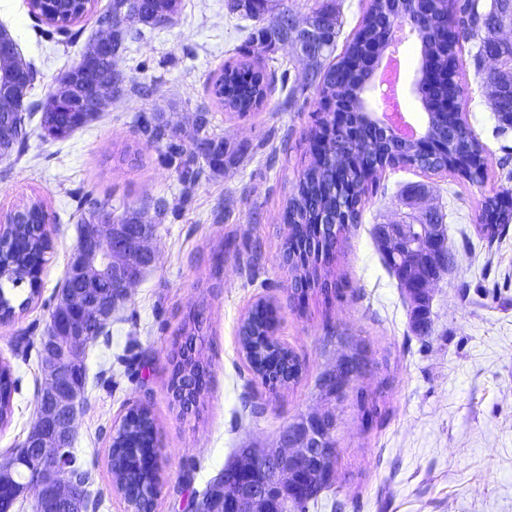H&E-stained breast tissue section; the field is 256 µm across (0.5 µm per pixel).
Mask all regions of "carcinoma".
Returning a JSON list of instances; mask_svg holds the SVG:
<instances>
[{
	"label": "carcinoma",
	"instance_id": "obj_1",
	"mask_svg": "<svg viewBox=\"0 0 512 512\" xmlns=\"http://www.w3.org/2000/svg\"><path fill=\"white\" fill-rule=\"evenodd\" d=\"M30 11L36 17L58 30H65L79 21L83 14L77 9L61 12L55 0H30ZM180 0H145L136 15L127 12L126 0H111L108 9L97 17V24L112 22V42L117 50L110 57L98 60L103 70H112V99L117 100L131 89L142 96L152 93L146 84H124L119 70L127 36H141L132 29L136 23L158 27L170 22L178 12ZM230 12L256 22L247 38L245 51L253 46L273 52L279 43L298 42L302 28L312 27L318 37L301 49L308 58L309 86L315 87L319 97V111L314 130V141L323 144L322 150L311 152V159L298 181L293 185L284 208L288 226L286 241L291 244L288 269L291 272L292 294L304 296L311 290L331 292L337 286L333 259L340 249L346 226L358 223L361 208L380 175L388 168L409 167L420 171L441 172L448 169V156H453V173L462 180H470L473 168L487 167L485 146L471 130L459 125L456 113L444 111L439 104L457 97L461 77L458 71L460 40H479L474 55L476 74L490 90L492 112L498 125L497 134L504 136L512 129V45H504L497 38L496 25L512 26V0H368L358 31L344 47L335 63L328 61L334 51L339 32L336 9L321 4L311 8L301 21L288 9H279L274 0H227ZM412 19L417 24L416 39L420 45L419 69L436 74L430 84L421 85L420 102L428 113V136L448 145V151L427 155L419 142L388 134L365 125L359 117L364 103V72L369 48L383 44L386 35ZM500 57V69L493 72L482 67L484 56ZM274 89V79L262 68L249 61L226 64L210 83V93L224 107L240 115L260 108ZM16 106L10 112H0V131L8 139V154L20 155L28 141L24 99L15 96ZM53 95L41 105V128L44 138L65 140L77 129L94 119L86 112H59L53 108ZM347 115L345 128H336V113ZM137 131L158 145L162 162L175 168L184 187L178 203L171 206L161 198L154 204L157 223L146 225L153 233L168 211H177L187 203V192L199 180L204 169L212 173L224 172V166L234 160L235 151L214 132L212 117L205 108L195 114L194 136L187 143L179 133L173 117L165 112L149 116L139 115L134 120ZM499 194L487 196L482 202V213L493 217V222L481 221L479 233L487 239L499 236L512 223V211L498 208ZM44 202L37 199L26 206L21 222L5 230L0 243V322H9L28 309L40 296L41 270L46 254L51 249L50 237L41 223ZM88 224H112L137 227L141 225L140 212L127 208L119 216L103 204H90L79 224L84 230ZM384 262L403 289L412 287L422 270L420 255H397L377 240ZM410 313V329L425 338L432 334L434 320L430 306L424 299L404 293ZM190 330L186 341L171 360V394L182 410L197 404L205 389L203 377L209 372L193 346L195 332L200 329L198 316L189 315ZM275 308L266 299L257 301L243 317L238 328V342L248 368L254 378L272 391L287 388L299 381L304 363L294 350L281 345L275 338ZM338 343L351 345V367L362 373L367 366L364 348L349 338L339 336ZM15 381L8 363L0 362V424L12 416V395ZM357 408L362 425L370 427L378 414L376 404L364 393L357 395ZM149 449L159 452L158 428L150 407L134 403L112 433L108 463L117 492L129 499L137 512H152L155 498L149 493L162 485L163 478L157 465L145 462ZM66 479L80 485L85 498L91 473L82 464L63 469ZM332 480L314 478L309 473L294 475L286 486V493L297 512H308L309 504L331 488Z\"/></svg>",
	"mask_w": 512,
	"mask_h": 512
}]
</instances>
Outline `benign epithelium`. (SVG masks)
<instances>
[{
    "mask_svg": "<svg viewBox=\"0 0 512 512\" xmlns=\"http://www.w3.org/2000/svg\"><path fill=\"white\" fill-rule=\"evenodd\" d=\"M104 32L79 62L83 83L80 99L73 101L62 94V87L54 88V97L63 107L76 112H96L103 107V81L97 60L112 56V29L106 27ZM32 83L29 69L13 70L0 81V104L14 98L15 88ZM436 218V213L428 212L417 224H389L383 227V233L403 246L415 230L435 228L436 235L424 240L421 247L429 263L438 266L448 254L442 247L444 225L436 223ZM152 238L151 234L116 232L110 224H89L71 254L69 270L85 281L110 288L121 256L137 253L146 267L156 264L158 253L148 245ZM111 309L112 297L104 293L88 298L82 291L57 293L55 318L42 338V384L35 420L25 437L24 452L0 464V494L8 491L0 512H15V507L28 499L38 503L39 512H89L83 493L62 476L61 469L78 432L85 401L81 378L85 333L89 324L104 318ZM335 427L336 416L326 406L302 416L288 428V435L278 438L275 447L263 451L241 449L239 467L245 469L246 478L225 483L223 491L214 492L194 512H288V507L282 506L283 485L292 475L322 465L332 452L325 447V440ZM263 460L269 462V467L255 469L254 464ZM19 468L28 471L29 480H14Z\"/></svg>",
    "mask_w": 512,
    "mask_h": 512,
    "instance_id": "obj_1",
    "label": "benign epithelium"
}]
</instances>
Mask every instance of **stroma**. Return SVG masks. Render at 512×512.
Instances as JSON below:
<instances>
[{"mask_svg":"<svg viewBox=\"0 0 512 512\" xmlns=\"http://www.w3.org/2000/svg\"><path fill=\"white\" fill-rule=\"evenodd\" d=\"M109 2L94 0L91 15L50 39L28 0H0V26L35 73L25 99L26 151L0 160V215L42 198L53 244L38 301L0 323V360L16 380L12 417L0 426V461L35 419L41 340L84 199L109 203L117 214L138 209L153 222L155 199L176 203L181 186L134 119L163 111L188 132L197 108L206 107L215 132L235 149V162L223 174H203L181 216L159 225L157 264L85 349L86 402L74 446L92 474L91 495L101 501L96 512H127L112 488L108 453L131 404L146 402L159 427L163 486L153 512H191L192 499L236 449L272 447L290 422L321 406L317 381L342 350L326 341L336 333L360 342L369 366L337 405L335 483L309 512H337L336 502L338 512H512V225L491 241L476 231L484 196L512 190V131L494 133L497 120L475 75L474 41L462 43V104L489 154L482 184L448 172L386 170L359 222L343 234L338 295L315 293L301 303L279 257L286 199L310 160L318 107L304 61L288 45L252 49L251 60L277 75L289 71L300 92L275 89L245 117L224 111L209 78L238 58L253 23L229 14L226 0H181L171 23L130 42L121 65L126 82L152 85L153 94L126 95L68 139H44L38 107L95 41L96 16ZM426 209L443 214L458 261L433 291L434 329L423 341L409 328L374 228L412 222ZM262 298L275 306L276 337L305 364L300 380L275 396L253 378L238 345L241 319ZM193 311L203 318L197 346L210 378L197 410L186 413L169 390L170 359ZM361 392L383 412L367 429L355 405ZM255 403L265 409L258 418L250 413Z\"/></svg>","mask_w":512,"mask_h":512,"instance_id":"35a3bbf8","label":"stroma"}]
</instances>
